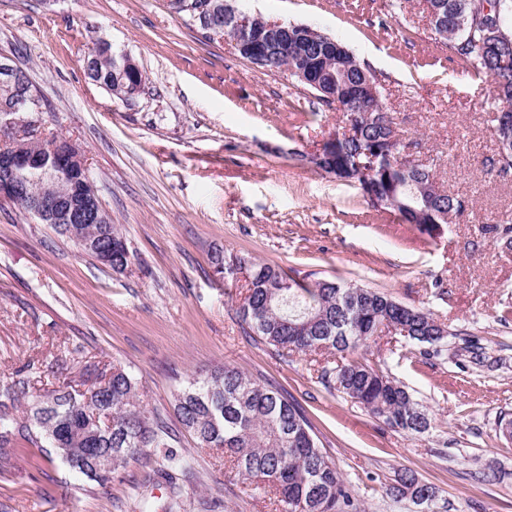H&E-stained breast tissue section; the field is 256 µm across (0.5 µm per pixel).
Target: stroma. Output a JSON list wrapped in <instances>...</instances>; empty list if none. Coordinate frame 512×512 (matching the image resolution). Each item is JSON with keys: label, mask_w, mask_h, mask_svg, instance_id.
<instances>
[{"label": "stroma", "mask_w": 512, "mask_h": 512, "mask_svg": "<svg viewBox=\"0 0 512 512\" xmlns=\"http://www.w3.org/2000/svg\"><path fill=\"white\" fill-rule=\"evenodd\" d=\"M246 13L303 24L366 62L415 163L435 169L470 206L436 239L354 185L318 168L344 113L286 71L243 61L230 40L205 38L170 0H0V58L24 69L46 99L43 129L76 140L104 208L134 252L122 273L102 266L18 205L0 201V379L52 361L68 370L132 367L142 400L175 428L189 473L146 476L148 449L106 486L78 477L52 449L22 447L0 473V512H279L222 459L179 429L174 395L195 373L230 365L285 389L351 483L361 512H417L386 493L413 471L445 512H512V250L483 233L512 219V173L493 167L497 142L486 74L464 70L431 26L425 0H235ZM129 54L148 85L132 103L88 79L94 41ZM251 257L308 284L337 279L430 310L448 329L442 356L380 336L359 358L384 363L432 418L397 431L324 384L336 354L278 356L239 316L247 270L214 274L210 255Z\"/></svg>", "instance_id": "stroma-1"}]
</instances>
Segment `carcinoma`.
Wrapping results in <instances>:
<instances>
[{
	"label": "carcinoma",
	"instance_id": "1",
	"mask_svg": "<svg viewBox=\"0 0 512 512\" xmlns=\"http://www.w3.org/2000/svg\"><path fill=\"white\" fill-rule=\"evenodd\" d=\"M435 6L448 18L443 35L448 49L465 68L494 76L500 56L512 55V0H496V11L474 28L470 19L480 11L481 0H436ZM288 30L293 40L301 33L311 35L307 42L316 46L330 40L307 26L290 24ZM341 55L345 81L336 102L356 120V133L338 142L336 178L363 186L367 175L357 164L376 156L374 182L385 197L381 207L419 225L439 222L443 214L464 213L467 199L448 193L431 170L410 161L402 138L387 140L393 120L381 104L374 73L353 54ZM327 63L328 58L317 52L304 61L290 53L278 66L291 70L307 65L318 75ZM85 71L116 98L139 94L146 84L144 71L122 69L120 58L103 41L88 54ZM504 112L512 115V83L495 91L491 122L498 124ZM18 179L31 187L33 197L46 202L58 203L71 193L68 179L49 171H23ZM79 229L94 241L84 254L113 269L131 263L133 251L116 225L81 224ZM485 231L512 245V219L488 224ZM238 264L250 266L251 278L240 309L242 319L263 342L279 350L353 352L371 338L392 332L424 347L425 359L444 351L447 330L428 311L369 288L334 281L307 287L288 281L269 264L244 258ZM31 370L28 364L0 382L1 472L11 467L20 440L34 448L59 449L73 471L99 486L111 482L95 472L100 457L111 456L115 469L141 457L147 448L171 447L169 427L143 404L131 368L112 366V378L104 388L93 379L79 393L64 379L37 394L31 392ZM320 378L394 429L423 433L430 426L423 407L380 365L351 359L322 367ZM174 409L182 429L198 447L229 460L254 490L272 491L282 512H359L351 484L318 445L305 412L277 386L261 384L224 365L189 379L175 394ZM164 461L160 475L174 489L173 471L186 461L174 454L165 455ZM387 494L414 504L418 495L423 512H433L435 489L410 471L399 474Z\"/></svg>",
	"mask_w": 512,
	"mask_h": 512
}]
</instances>
